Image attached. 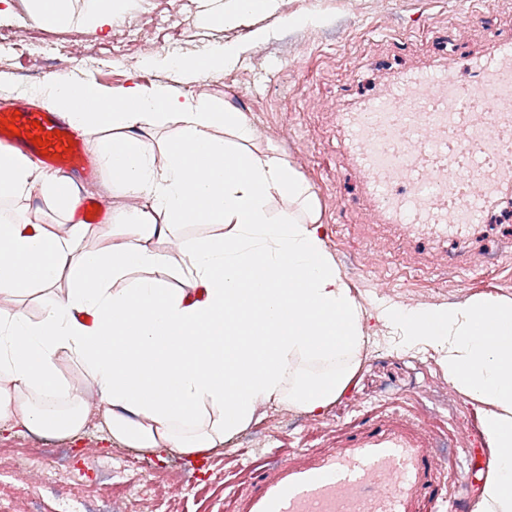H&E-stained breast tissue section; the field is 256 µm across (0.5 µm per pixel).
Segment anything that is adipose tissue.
<instances>
[{
    "label": "adipose tissue",
    "mask_w": 512,
    "mask_h": 512,
    "mask_svg": "<svg viewBox=\"0 0 512 512\" xmlns=\"http://www.w3.org/2000/svg\"><path fill=\"white\" fill-rule=\"evenodd\" d=\"M49 86L61 116L120 128L100 152L113 180L144 205L120 239L94 254L81 249L88 224L60 235L0 223V296L51 285L71 269L66 297L40 320L0 311V424L83 431L90 406L60 378L63 354L86 368L104 424L130 448L208 453L266 403L322 415L352 380L364 315L295 169L249 149L243 112L215 110L173 86L112 93L59 77ZM149 122L176 128L158 156L139 132ZM218 125L225 138L212 135ZM31 190L67 212L79 203L70 177L37 172L27 156L0 149V199ZM277 198L299 203L306 219L272 215ZM209 223L223 225V236L180 244L175 256L150 246L172 225ZM169 276L183 288L168 287ZM124 278L129 286L119 287ZM377 318L401 330L408 346L437 351L449 383L481 411L489 476L470 512H512V301L391 305ZM309 363L322 372L302 376Z\"/></svg>",
    "instance_id": "adipose-tissue-1"
}]
</instances>
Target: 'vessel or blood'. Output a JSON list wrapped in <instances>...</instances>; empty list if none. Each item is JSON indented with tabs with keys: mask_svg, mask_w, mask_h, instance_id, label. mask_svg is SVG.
I'll return each mask as SVG.
<instances>
[{
	"mask_svg": "<svg viewBox=\"0 0 512 512\" xmlns=\"http://www.w3.org/2000/svg\"><path fill=\"white\" fill-rule=\"evenodd\" d=\"M15 130L0 128V144L40 156L51 169L93 177L89 147L54 112L19 108ZM43 132L73 141L41 150ZM343 149L385 220L418 224L432 237L461 234L512 194V166L491 167L487 155L512 137V41L474 65L467 82L454 65L400 76L376 98L339 116ZM437 464L416 440L380 428L305 467L283 465L253 493L249 512H415L431 500Z\"/></svg>",
	"mask_w": 512,
	"mask_h": 512,
	"instance_id": "obj_1",
	"label": "vessel or blood"
}]
</instances>
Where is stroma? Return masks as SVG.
<instances>
[{
	"mask_svg": "<svg viewBox=\"0 0 512 512\" xmlns=\"http://www.w3.org/2000/svg\"><path fill=\"white\" fill-rule=\"evenodd\" d=\"M70 25H39L21 7L0 6V110L20 101L42 106V92L56 75L88 79L119 92L133 86L176 83L188 97L215 108L232 105L254 128L257 153L273 152L289 161L314 193L326 245L366 311V342L346 392L319 417L285 405L263 406L258 420L225 444L198 458L122 449L91 413L84 431L70 437L74 450L96 449L101 457L122 450L138 465L137 477L113 467V480H133L144 492L148 479L176 471L183 478L173 501H159L156 512H220L232 503L241 512L255 487L276 474L281 463L322 455L349 439L385 424L406 429L438 459L437 482L447 501L430 512H469L482 484L460 479L467 454H479L483 439L476 405L442 374L430 351L396 345L395 332L377 319L382 302L418 306L462 301L489 292L512 298V211L500 206L463 239L432 241L425 234L384 224L370 208L354 168L340 153L338 115L353 110L406 70L456 62L469 79L472 60L512 39V0H278L274 11L248 17L233 27L210 19L201 0H127L112 26L85 23L86 0H74ZM296 11H315L312 27L294 28L286 19ZM269 32L251 44L254 29ZM35 40H26L28 31ZM180 56L210 58L225 45L242 44L234 68L199 78L173 81L169 61ZM116 133L111 123L82 132L93 153V181L81 195L104 201L107 211L86 250L93 253L118 237L140 199L112 180L97 146ZM0 217L53 228L67 222L58 204L38 194L0 201ZM70 286L69 270L46 289L0 298V309L36 321L45 306ZM64 481L20 489L0 478V503L14 512H61Z\"/></svg>",
	"mask_w": 512,
	"mask_h": 512,
	"instance_id": "stroma-1",
	"label": "stroma"
}]
</instances>
